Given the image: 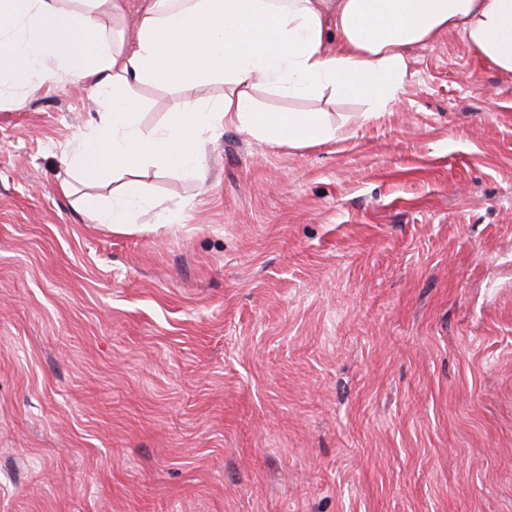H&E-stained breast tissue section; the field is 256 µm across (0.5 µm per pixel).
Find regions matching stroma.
Returning <instances> with one entry per match:
<instances>
[{"mask_svg":"<svg viewBox=\"0 0 512 512\" xmlns=\"http://www.w3.org/2000/svg\"><path fill=\"white\" fill-rule=\"evenodd\" d=\"M408 63L371 117L256 91L344 133L224 126L124 233L58 190L91 90L0 101V512H512V78Z\"/></svg>","mask_w":512,"mask_h":512,"instance_id":"stroma-1","label":"stroma"}]
</instances>
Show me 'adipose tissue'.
<instances>
[{"label":"adipose tissue","mask_w":512,"mask_h":512,"mask_svg":"<svg viewBox=\"0 0 512 512\" xmlns=\"http://www.w3.org/2000/svg\"><path fill=\"white\" fill-rule=\"evenodd\" d=\"M0 0V94L24 97L68 80L96 95L98 119L64 160L74 177L117 183L87 205L121 230L156 206L141 179L156 169L204 176L205 136L233 125L291 149L338 139L321 112H266L253 92L309 100L355 97L385 111L409 76L408 48L448 31L512 77V0ZM137 14L132 40L114 28ZM220 80L222 98L190 97L152 131L140 127L137 88L196 89Z\"/></svg>","instance_id":"adipose-tissue-1"}]
</instances>
